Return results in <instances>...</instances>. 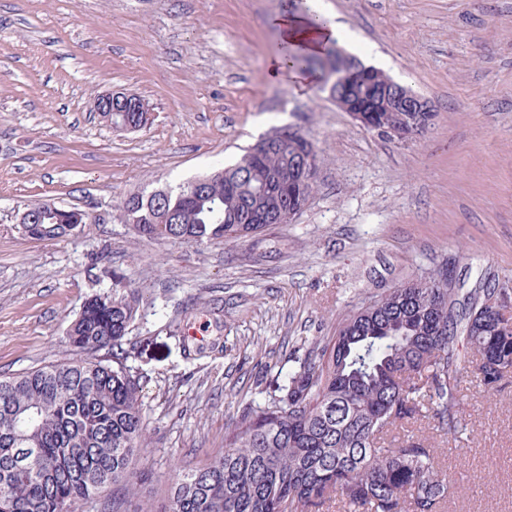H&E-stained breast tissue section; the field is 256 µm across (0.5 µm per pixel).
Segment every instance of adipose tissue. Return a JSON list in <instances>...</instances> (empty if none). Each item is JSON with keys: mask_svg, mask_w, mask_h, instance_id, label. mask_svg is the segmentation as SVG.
Instances as JSON below:
<instances>
[{"mask_svg": "<svg viewBox=\"0 0 512 512\" xmlns=\"http://www.w3.org/2000/svg\"><path fill=\"white\" fill-rule=\"evenodd\" d=\"M309 13L282 11L274 19L284 42L301 46L308 52L319 53L333 43L351 37L339 15L327 8L323 0H308Z\"/></svg>", "mask_w": 512, "mask_h": 512, "instance_id": "adipose-tissue-1", "label": "adipose tissue"}]
</instances>
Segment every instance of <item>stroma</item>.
<instances>
[{"label": "stroma", "instance_id": "1", "mask_svg": "<svg viewBox=\"0 0 512 512\" xmlns=\"http://www.w3.org/2000/svg\"><path fill=\"white\" fill-rule=\"evenodd\" d=\"M354 53L429 99L423 136L357 125L319 88L272 80L285 0H0V376L75 358L67 330L96 294L135 290L123 346L142 376L147 439L131 506H159L178 468L224 433L289 353L385 289L451 263L463 291L512 288V0H327ZM144 99L125 132L101 93ZM300 130L318 171L304 209L242 241L140 237L122 201L229 166ZM32 203L93 216L72 235L19 230ZM195 331L202 354L185 356ZM462 393L476 439L441 450L449 512H512V378Z\"/></svg>", "mask_w": 512, "mask_h": 512}]
</instances>
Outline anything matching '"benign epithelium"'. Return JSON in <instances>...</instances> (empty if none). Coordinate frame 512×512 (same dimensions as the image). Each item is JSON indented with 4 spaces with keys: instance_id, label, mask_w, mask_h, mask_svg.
<instances>
[{
    "instance_id": "7a95c632",
    "label": "benign epithelium",
    "mask_w": 512,
    "mask_h": 512,
    "mask_svg": "<svg viewBox=\"0 0 512 512\" xmlns=\"http://www.w3.org/2000/svg\"><path fill=\"white\" fill-rule=\"evenodd\" d=\"M332 83L339 88L336 105L349 113L365 129L370 127L371 112L426 113V120L417 119L411 122L410 126L391 132V137L406 142L430 128L434 120V109L428 100L363 63L345 71L343 78L334 79ZM95 109L104 122L123 131L140 129V126L123 116L125 112H145L147 117H152L150 108L136 95L123 92H110L98 96Z\"/></svg>"
}]
</instances>
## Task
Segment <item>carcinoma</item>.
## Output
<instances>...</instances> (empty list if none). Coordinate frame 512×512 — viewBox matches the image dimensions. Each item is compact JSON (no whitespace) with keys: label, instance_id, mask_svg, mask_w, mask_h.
<instances>
[{"label":"carcinoma","instance_id":"carcinoma-1","mask_svg":"<svg viewBox=\"0 0 512 512\" xmlns=\"http://www.w3.org/2000/svg\"><path fill=\"white\" fill-rule=\"evenodd\" d=\"M319 73L322 89L347 60L288 52ZM403 112H373V130L403 124ZM227 168L165 189L132 194L126 221L151 239L186 244L240 241L299 207L298 183L315 154L298 131L276 130ZM46 240L70 235L47 212ZM414 278L344 315L331 336L280 366L268 399L245 406L224 435V452L176 473L161 507L144 512H316L330 500L346 512H445L453 483L434 443L472 439L458 387L476 374L488 392L512 375V292L486 285L465 298ZM138 298L98 294L67 333L76 359L0 378V512H72L109 486L135 494L146 426L141 377L122 342ZM423 426L431 438L400 432Z\"/></svg>","mask_w":512,"mask_h":512}]
</instances>
